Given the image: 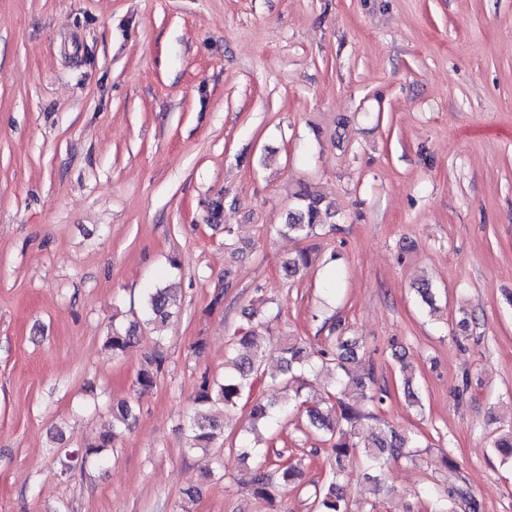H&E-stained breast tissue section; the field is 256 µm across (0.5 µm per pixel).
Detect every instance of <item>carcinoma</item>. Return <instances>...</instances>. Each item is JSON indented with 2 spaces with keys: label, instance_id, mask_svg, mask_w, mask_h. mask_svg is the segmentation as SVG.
<instances>
[{
  "label": "carcinoma",
  "instance_id": "obj_1",
  "mask_svg": "<svg viewBox=\"0 0 512 512\" xmlns=\"http://www.w3.org/2000/svg\"><path fill=\"white\" fill-rule=\"evenodd\" d=\"M298 197L299 208L288 214L282 231L295 237H313L326 219L333 217L331 206L324 203L321 194L307 188ZM311 263L312 253L305 249L287 257L281 268L286 277L293 278ZM180 306L181 300L175 289L160 286L148 289L141 316L129 321L125 327L112 326L105 338V347L114 356L123 354L137 342L142 330L166 327ZM266 329V321L260 310L250 309L246 327L235 336L232 343L233 351L237 352L236 358L232 359L236 374L224 376L221 382L201 377L195 393L197 408L189 425L188 449L204 450L223 433L222 424L209 411V407L222 404L227 410L236 408L251 391L253 380L264 374L263 331ZM154 340L155 349L145 356L144 364L134 381L141 393L156 386L158 375L164 368L165 355L160 345L165 336L158 334ZM360 351L359 341L343 334L335 337L332 350L317 352L308 351L296 338H283L281 353L284 372L288 373L295 367L316 375L324 370L331 372L330 387L324 389L321 400L325 408L308 404V401L300 399V392L297 391L279 404L257 401L248 413L252 429L260 426L271 429L281 416L288 413L289 406L294 405L298 410L306 412L310 427L329 436L336 470L315 493L317 512H352V505L341 485V477L351 466L357 464L362 468L364 481L376 492L382 488L385 465L409 455L410 449L418 447L417 438L399 433L387 425L372 423L374 417L357 407L359 401L383 402L382 393L373 390L351 366L358 359ZM135 419L134 410L127 402L119 401L113 405L111 429L99 433L93 441L81 448L64 452V461L69 464V471L84 467L90 459L102 461L104 451L113 446L122 431L130 429ZM494 447L502 462L512 464V430L498 438ZM256 457L257 462L250 479L251 495L271 505L282 488L298 479L300 470L292 462L272 463L267 455L259 451ZM474 510V500L457 485L441 487L433 494L431 512Z\"/></svg>",
  "mask_w": 512,
  "mask_h": 512
}]
</instances>
